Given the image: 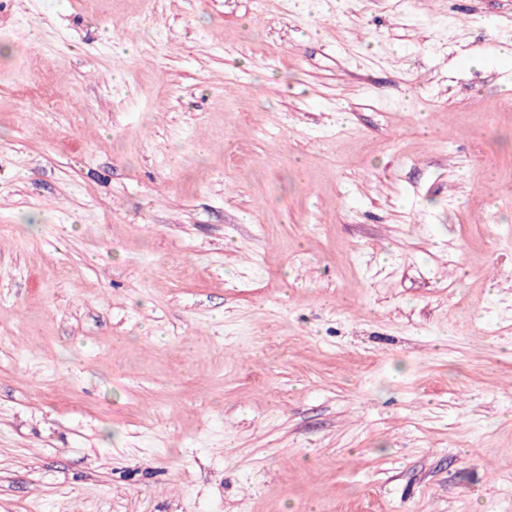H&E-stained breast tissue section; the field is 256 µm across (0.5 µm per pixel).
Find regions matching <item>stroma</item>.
<instances>
[{
	"mask_svg": "<svg viewBox=\"0 0 512 512\" xmlns=\"http://www.w3.org/2000/svg\"><path fill=\"white\" fill-rule=\"evenodd\" d=\"M0 0V512H512V0Z\"/></svg>",
	"mask_w": 512,
	"mask_h": 512,
	"instance_id": "stroma-1",
	"label": "stroma"
}]
</instances>
